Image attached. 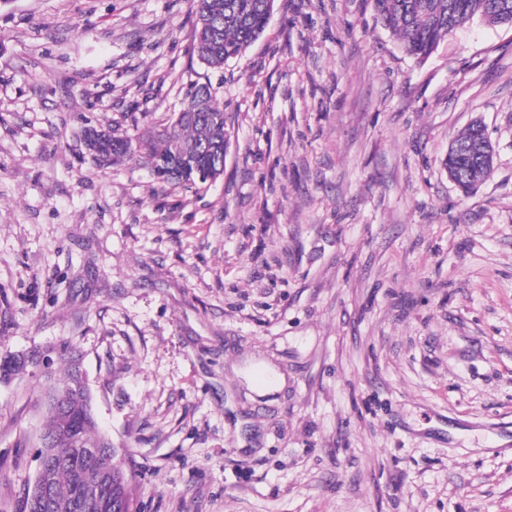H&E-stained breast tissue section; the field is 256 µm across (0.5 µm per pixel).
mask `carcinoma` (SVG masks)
I'll use <instances>...</instances> for the list:
<instances>
[{"mask_svg": "<svg viewBox=\"0 0 512 512\" xmlns=\"http://www.w3.org/2000/svg\"><path fill=\"white\" fill-rule=\"evenodd\" d=\"M195 25L193 52L210 68H222L242 56L266 31L275 0H193ZM378 21L399 41L403 51L417 60L427 59L441 41L475 19L490 27H512V0H373ZM191 109L150 123L133 136H115L89 128L83 141L100 167L134 161L147 167L162 187L199 183L197 169L224 159L227 144L224 108L215 104L210 87L198 86L189 98ZM485 139L481 124L474 123L449 145L443 166L463 191H468L490 172L492 163L480 160L478 149ZM22 360L0 364V382L8 383L26 370ZM79 383L77 364H68L53 383L51 394L61 398V407L48 405L43 438L54 437L59 448H95L103 442L97 432L91 395L75 391ZM123 474L112 481V501L135 502L130 479L119 459L118 449L96 461L81 454L57 461L52 468L47 506L41 512L102 511L97 504L107 488L103 472Z\"/></svg>", "mask_w": 512, "mask_h": 512, "instance_id": "cac0c4a2", "label": "carcinoma"}]
</instances>
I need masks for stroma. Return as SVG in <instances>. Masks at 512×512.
<instances>
[{
    "instance_id": "35a3bbf8",
    "label": "stroma",
    "mask_w": 512,
    "mask_h": 512,
    "mask_svg": "<svg viewBox=\"0 0 512 512\" xmlns=\"http://www.w3.org/2000/svg\"><path fill=\"white\" fill-rule=\"evenodd\" d=\"M190 0L0 7V358L69 344L141 512H512V27L424 61L372 0H275L223 68ZM206 83L224 174L98 168ZM481 122L490 174L442 166ZM47 380L0 383L24 512Z\"/></svg>"
}]
</instances>
